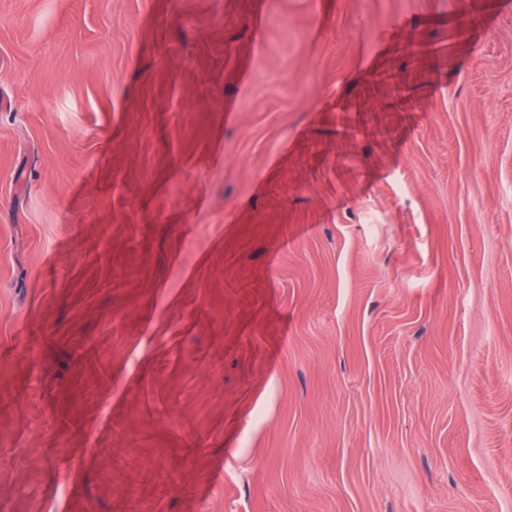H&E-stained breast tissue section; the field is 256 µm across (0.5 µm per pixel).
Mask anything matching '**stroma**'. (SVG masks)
I'll list each match as a JSON object with an SVG mask.
<instances>
[{
    "label": "stroma",
    "mask_w": 512,
    "mask_h": 512,
    "mask_svg": "<svg viewBox=\"0 0 512 512\" xmlns=\"http://www.w3.org/2000/svg\"><path fill=\"white\" fill-rule=\"evenodd\" d=\"M0 512H512V0H0Z\"/></svg>",
    "instance_id": "1"
}]
</instances>
